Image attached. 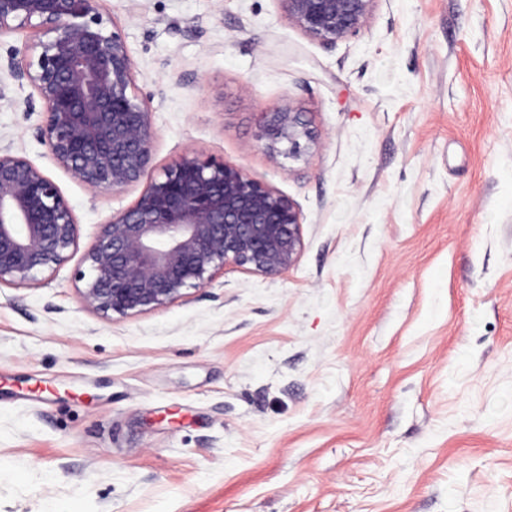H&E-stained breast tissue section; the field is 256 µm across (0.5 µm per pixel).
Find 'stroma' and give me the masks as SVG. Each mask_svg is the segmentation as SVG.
I'll list each match as a JSON object with an SVG mask.
<instances>
[{"label": "stroma", "instance_id": "obj_1", "mask_svg": "<svg viewBox=\"0 0 512 512\" xmlns=\"http://www.w3.org/2000/svg\"><path fill=\"white\" fill-rule=\"evenodd\" d=\"M157 132L301 210L297 262L226 265L127 317L77 271L140 186L51 160L0 70V150L62 190L79 245L0 287V512H512V0H378L330 45L277 0H106ZM316 136L271 159L261 115Z\"/></svg>", "mask_w": 512, "mask_h": 512}]
</instances>
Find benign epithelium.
Instances as JSON below:
<instances>
[{
	"instance_id": "7a95c632",
	"label": "benign epithelium",
	"mask_w": 512,
	"mask_h": 512,
	"mask_svg": "<svg viewBox=\"0 0 512 512\" xmlns=\"http://www.w3.org/2000/svg\"><path fill=\"white\" fill-rule=\"evenodd\" d=\"M103 0H0V36L29 29L24 60L7 66L37 93L38 136L51 159L94 192L121 191L153 167L157 134L121 29ZM306 35L335 44L361 31L377 0H278ZM272 158L315 141L291 105L263 113ZM302 214L240 167L186 154L150 179L135 202L110 214L86 260L85 305L129 316L176 302L228 262L267 277L292 267ZM78 222L59 186L24 156L0 151V285L36 287L78 247Z\"/></svg>"
}]
</instances>
